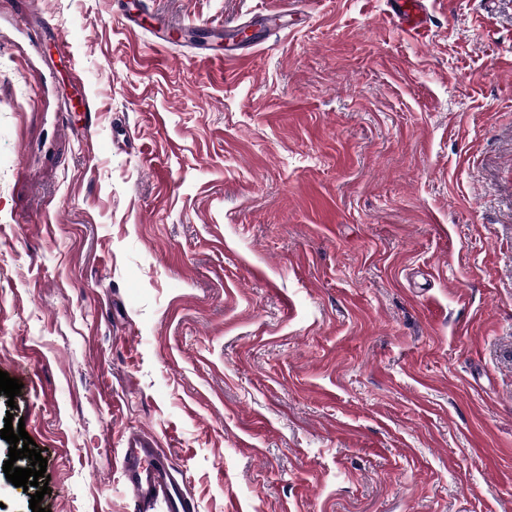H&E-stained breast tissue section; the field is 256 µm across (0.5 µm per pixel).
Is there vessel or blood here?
<instances>
[{"label":"vessel or blood","instance_id":"obj_1","mask_svg":"<svg viewBox=\"0 0 512 512\" xmlns=\"http://www.w3.org/2000/svg\"><path fill=\"white\" fill-rule=\"evenodd\" d=\"M391 17L406 31L421 36L427 31L424 0H388ZM124 485L135 505L144 506L161 499L167 512H189L186 488L175 477L169 457L159 452L153 436L130 433L121 451Z\"/></svg>","mask_w":512,"mask_h":512}]
</instances>
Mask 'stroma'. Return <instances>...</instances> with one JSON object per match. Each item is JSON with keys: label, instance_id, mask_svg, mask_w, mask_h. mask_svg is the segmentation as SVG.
I'll use <instances>...</instances> for the list:
<instances>
[{"label": "stroma", "instance_id": "obj_1", "mask_svg": "<svg viewBox=\"0 0 512 512\" xmlns=\"http://www.w3.org/2000/svg\"><path fill=\"white\" fill-rule=\"evenodd\" d=\"M112 2L0 0V421L42 508L134 512L143 429L196 512H512V0H425L423 37ZM158 18L251 38L193 66Z\"/></svg>", "mask_w": 512, "mask_h": 512}]
</instances>
